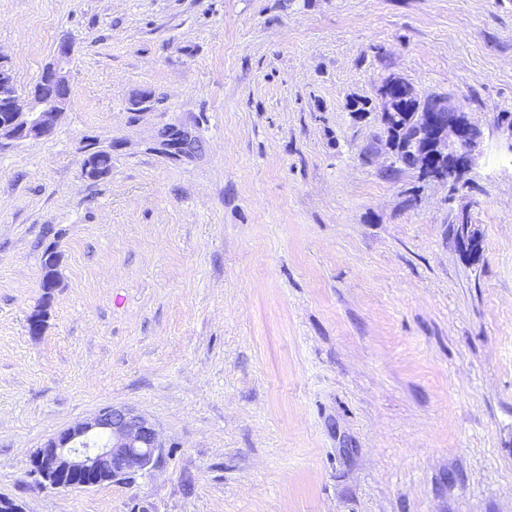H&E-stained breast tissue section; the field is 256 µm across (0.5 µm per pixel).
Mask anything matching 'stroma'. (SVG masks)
<instances>
[{
	"instance_id": "1",
	"label": "stroma",
	"mask_w": 512,
	"mask_h": 512,
	"mask_svg": "<svg viewBox=\"0 0 512 512\" xmlns=\"http://www.w3.org/2000/svg\"><path fill=\"white\" fill-rule=\"evenodd\" d=\"M65 40L71 108L0 149V497L512 512V156L495 128L512 0H0L21 97ZM391 76L490 130L459 184L396 164L350 111ZM97 150L112 167L91 179ZM110 405L155 423L153 468L68 491L27 476L35 448ZM454 233L457 244L462 252L471 259H476L480 248L481 241L476 224H470L466 216H463L459 224H455Z\"/></svg>"
}]
</instances>
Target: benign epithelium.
<instances>
[{
    "label": "benign epithelium",
    "instance_id": "1",
    "mask_svg": "<svg viewBox=\"0 0 512 512\" xmlns=\"http://www.w3.org/2000/svg\"><path fill=\"white\" fill-rule=\"evenodd\" d=\"M73 49L60 43L53 60L40 76L31 105L23 109L9 60L0 54V147L53 134L59 116L71 104L70 64ZM403 83L392 78L379 89V123L397 152L394 130L400 114L394 111L392 89ZM416 167L434 180L461 181L476 161L486 139L484 129L472 122L459 105L448 114L442 110L419 112ZM457 244L469 258H477L481 241L476 225L467 217L454 225ZM161 448L154 424L127 406H106L92 416L74 422L35 449L26 475L42 487L57 491L89 489L105 481H120L143 472L155 463Z\"/></svg>",
    "mask_w": 512,
    "mask_h": 512
}]
</instances>
